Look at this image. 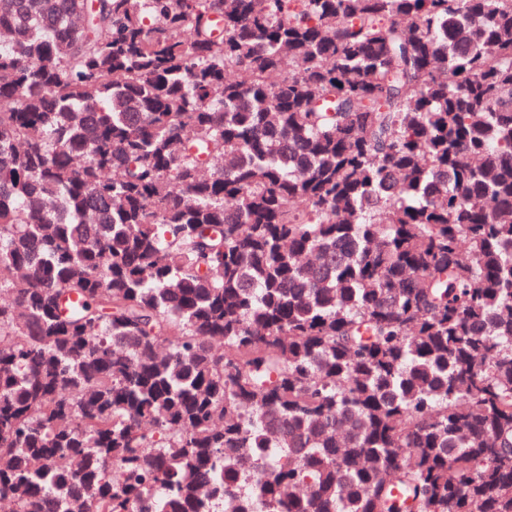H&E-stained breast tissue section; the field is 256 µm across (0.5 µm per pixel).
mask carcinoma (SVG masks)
Listing matches in <instances>:
<instances>
[{"label":"carcinoma","mask_w":512,"mask_h":512,"mask_svg":"<svg viewBox=\"0 0 512 512\" xmlns=\"http://www.w3.org/2000/svg\"><path fill=\"white\" fill-rule=\"evenodd\" d=\"M13 512H512V0H0Z\"/></svg>","instance_id":"carcinoma-1"}]
</instances>
